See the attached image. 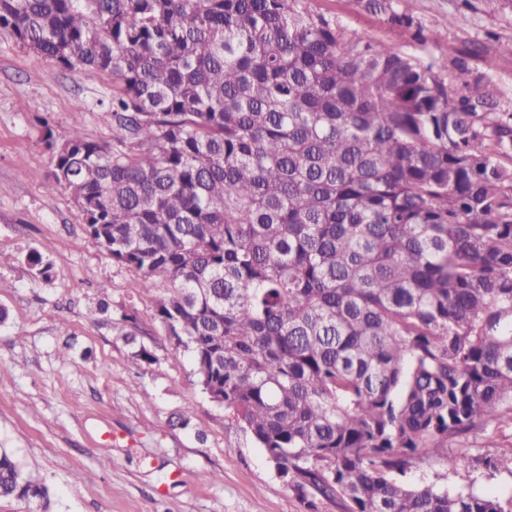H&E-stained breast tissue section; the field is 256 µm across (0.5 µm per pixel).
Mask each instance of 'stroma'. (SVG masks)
Listing matches in <instances>:
<instances>
[{"instance_id": "35a3bbf8", "label": "stroma", "mask_w": 512, "mask_h": 512, "mask_svg": "<svg viewBox=\"0 0 512 512\" xmlns=\"http://www.w3.org/2000/svg\"><path fill=\"white\" fill-rule=\"evenodd\" d=\"M351 39L470 65L512 112V0H405L420 44L355 0H305ZM111 75L66 69L0 31V448L49 489L47 512H304L262 449L201 390L142 279L87 235L69 190L47 191L46 130L112 141ZM39 253L41 265L28 256ZM135 319L127 339L124 317ZM189 413L182 426L178 417ZM407 483L512 495V474L416 462Z\"/></svg>"}]
</instances>
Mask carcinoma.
<instances>
[{"label": "carcinoma", "instance_id": "1", "mask_svg": "<svg viewBox=\"0 0 512 512\" xmlns=\"http://www.w3.org/2000/svg\"><path fill=\"white\" fill-rule=\"evenodd\" d=\"M356 2L427 41L404 0ZM0 30L112 75L130 149L48 128L47 188L306 512H512L402 480L443 454L512 474L448 448L512 427V112L487 74L457 58L451 86L303 0H0ZM48 497L0 449V499Z\"/></svg>", "mask_w": 512, "mask_h": 512}]
</instances>
